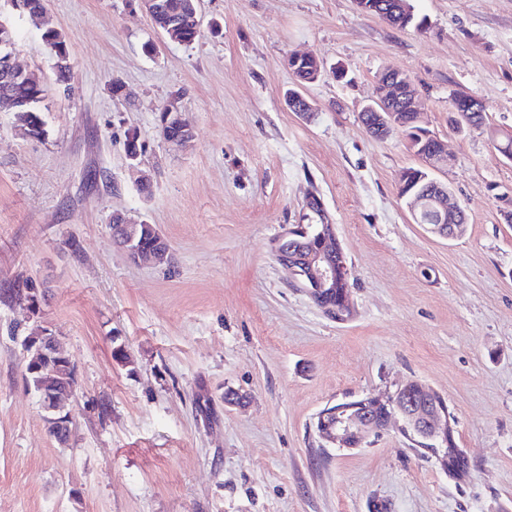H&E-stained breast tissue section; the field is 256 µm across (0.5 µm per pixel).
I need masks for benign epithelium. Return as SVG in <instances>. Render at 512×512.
<instances>
[{
    "mask_svg": "<svg viewBox=\"0 0 512 512\" xmlns=\"http://www.w3.org/2000/svg\"><path fill=\"white\" fill-rule=\"evenodd\" d=\"M155 28L173 42H180L175 35V28L180 23L164 18L160 11L151 9ZM291 62L303 65L307 71V80L316 81L322 73V64L313 55H291ZM0 71L4 73V83L21 78L25 70L14 61V52H9L0 60ZM419 100L411 91L410 83H402L397 72L386 71V80L382 90L372 100L365 111L371 113L369 122L372 128L386 134L405 133L407 123L402 111H418ZM161 112L165 113V124L183 131L189 130L182 119L178 102L171 100L164 104ZM413 151L423 163L427 172L438 171L451 163V158L442 141L433 134H426L421 144ZM425 180L433 185L430 193L413 194L408 197L407 207L414 222L423 224L427 230L448 240L462 235L464 226L458 224L464 212L459 207L448 206V185L427 175ZM299 228L291 227L282 232L272 243V253L280 267L296 276L295 287L302 289L324 313L337 321H346L355 314L350 300L351 270L347 257L336 239L335 225L323 224L319 233L318 244L307 249L295 248ZM135 234L129 233L124 245L125 250L134 251L136 255L151 260L160 266L171 260L170 249L138 250L134 247ZM37 348L42 355V362L33 367V371L51 377L57 366L59 348L56 336L41 331L38 335ZM43 409L54 413L50 421L66 428L72 420L71 413L61 411V397L51 391L42 394ZM402 422V429L413 434L423 445L443 451L438 456V463L448 476L462 477L465 472L448 468V457H464L466 453L459 447H448L455 441L457 419L448 406V401L440 394L427 389L416 380H409L397 386L396 390L386 396L367 395L344 400L323 408L316 419L315 429L321 439L336 448H351L353 439L360 441L375 431Z\"/></svg>",
    "mask_w": 512,
    "mask_h": 512,
    "instance_id": "1",
    "label": "benign epithelium"
}]
</instances>
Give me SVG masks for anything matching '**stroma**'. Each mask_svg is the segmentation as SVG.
I'll list each match as a JSON object with an SVG mask.
<instances>
[{
	"label": "stroma",
	"mask_w": 512,
	"mask_h": 512,
	"mask_svg": "<svg viewBox=\"0 0 512 512\" xmlns=\"http://www.w3.org/2000/svg\"><path fill=\"white\" fill-rule=\"evenodd\" d=\"M412 4L423 28L354 0H200V36L184 45L140 0H49L66 85L40 21L0 7L17 64L44 80L47 130L23 136L0 112V512H369L375 499L512 512V160L492 140L512 133V0ZM296 53L324 67L303 88L308 119L284 100ZM391 69L448 148L435 177L467 214L462 237L413 222L397 177L420 159L361 123ZM456 92L480 100L482 129L450 125ZM174 95L193 132L183 148L158 132ZM118 212L157 226L169 266L113 243ZM323 222L352 272L347 322L292 287L271 252L284 228ZM20 276L43 284L40 315L8 302ZM42 326L76 366L64 446L25 375L22 340ZM411 379L456 415L464 480L395 425L356 449L319 438L327 405ZM230 389L242 405L225 404ZM44 32H47L48 40H46V44L50 47L51 51L53 52L54 59H55V67L57 69L59 78L61 82H67L68 81V74L70 72V64H69V57L67 58L66 55H63L62 51L63 48L66 49V41L64 39V36L53 26L49 24V22L46 24V27L44 29ZM58 49V51H56Z\"/></svg>",
	"instance_id": "obj_1"
}]
</instances>
